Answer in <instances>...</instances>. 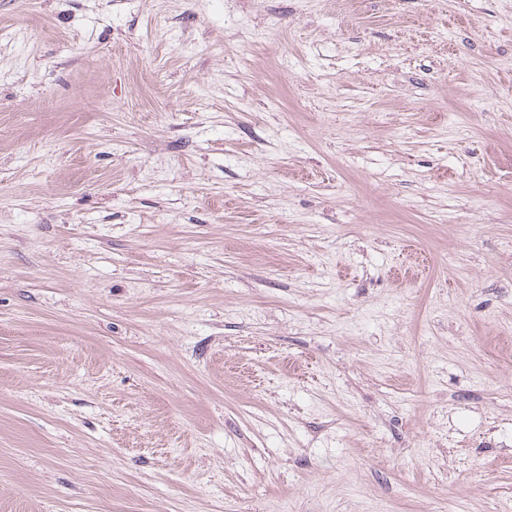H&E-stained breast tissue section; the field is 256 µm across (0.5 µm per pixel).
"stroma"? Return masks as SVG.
<instances>
[{
    "label": "stroma",
    "mask_w": 512,
    "mask_h": 512,
    "mask_svg": "<svg viewBox=\"0 0 512 512\" xmlns=\"http://www.w3.org/2000/svg\"><path fill=\"white\" fill-rule=\"evenodd\" d=\"M0 512H512V0H0Z\"/></svg>",
    "instance_id": "stroma-1"
}]
</instances>
